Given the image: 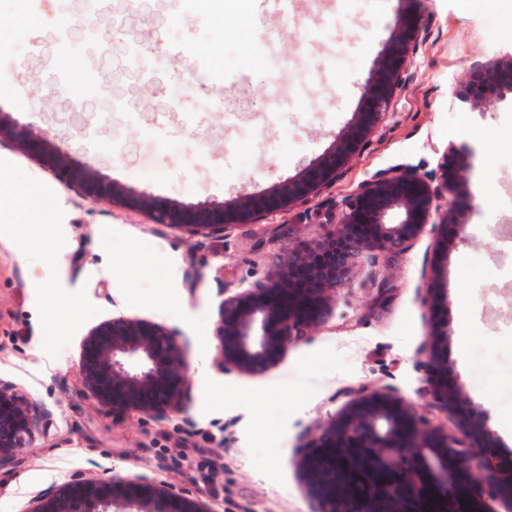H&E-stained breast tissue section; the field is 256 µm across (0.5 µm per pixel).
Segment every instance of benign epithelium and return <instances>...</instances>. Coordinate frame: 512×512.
I'll return each instance as SVG.
<instances>
[{
	"label": "benign epithelium",
	"mask_w": 512,
	"mask_h": 512,
	"mask_svg": "<svg viewBox=\"0 0 512 512\" xmlns=\"http://www.w3.org/2000/svg\"><path fill=\"white\" fill-rule=\"evenodd\" d=\"M406 3L413 4L410 22L392 38L349 133L276 193L246 194L232 208L222 202L171 203L134 193L90 164L73 166L40 130L20 125L1 108L0 144H12L86 199L141 211L153 223L191 238L256 224L320 197L366 149L430 32L428 0H398L401 6ZM506 61L512 64V53L462 66L453 98L478 111L471 89L482 79L499 90L498 100H505L500 70ZM470 163L469 152L451 145L427 176L390 167L359 182L341 201L325 203L317 240L281 249L265 282L224 289L214 329L219 366L242 375L275 367L291 346L310 339L327 322L337 290L365 254L403 251L429 225L463 224L457 186ZM447 348L448 337L432 334L418 351L431 367L432 406L444 411L460 400L459 388L448 384L443 368ZM78 373L85 388L114 413L161 420L186 407L188 382L178 336L146 319L117 314L91 327L81 340ZM349 394V402L307 445L301 462L319 512H497L485 506L489 501L512 512V455L499 456L445 431L382 389L358 387ZM45 416L40 404L0 379V467L44 433ZM23 512L210 510L169 485L132 484L117 476L101 479L87 471L37 492Z\"/></svg>",
	"instance_id": "1"
}]
</instances>
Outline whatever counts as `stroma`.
I'll list each match as a JSON object with an SVG mask.
<instances>
[{
  "label": "stroma",
  "instance_id": "35a3bbf8",
  "mask_svg": "<svg viewBox=\"0 0 512 512\" xmlns=\"http://www.w3.org/2000/svg\"><path fill=\"white\" fill-rule=\"evenodd\" d=\"M252 0H170L141 23L135 47L113 45L131 80L112 124L87 112L57 121L77 95L96 98L115 77L96 61L110 32L62 27L83 0H0V109L79 164L173 202L232 203L281 189L328 151L363 106L389 39L406 15L397 0H323L321 21L272 20L262 39ZM429 39L410 79L363 154L327 196L336 199L379 170L432 172L448 145L470 149L459 196L466 218L427 227L400 253L368 254L338 290L329 322L265 373L224 372L214 329L223 289L270 274L273 228L316 236L310 201L225 235L195 241L142 214L83 200L11 145H0V379L47 410L49 431L0 468V512H23L36 492L96 467L131 481L186 490L212 512H315L301 446L349 401V388L407 399L431 422L512 455V93L485 111L450 105L462 65L512 50V0H431ZM82 79L65 84L58 60ZM51 191L62 224L8 223L3 186L29 174ZM41 256L40 267L25 253ZM446 299H423L431 267ZM176 330L189 385L187 411L166 420L113 413L84 388L80 342L116 314ZM448 332L446 368L463 396L432 407L417 351L435 327Z\"/></svg>",
  "mask_w": 512,
  "mask_h": 512
}]
</instances>
